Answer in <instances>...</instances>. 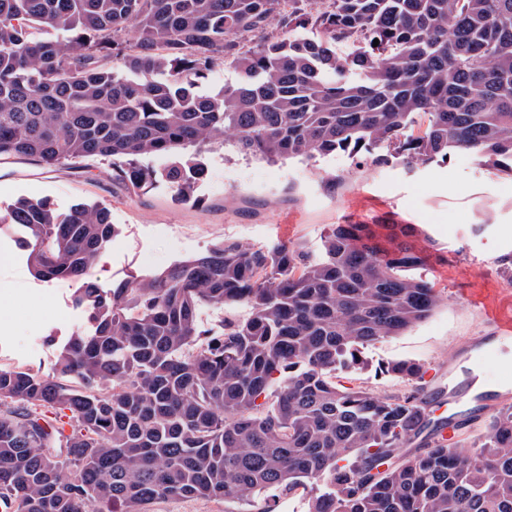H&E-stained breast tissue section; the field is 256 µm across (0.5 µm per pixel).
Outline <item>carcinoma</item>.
I'll list each match as a JSON object with an SVG mask.
<instances>
[{"label":"carcinoma","instance_id":"1","mask_svg":"<svg viewBox=\"0 0 512 512\" xmlns=\"http://www.w3.org/2000/svg\"><path fill=\"white\" fill-rule=\"evenodd\" d=\"M307 26L320 38L295 35ZM339 41L362 50L340 58ZM219 64L239 80L201 92ZM229 144L273 162L465 149L512 172V0H0V156L110 159L138 192L155 175L137 158L163 154L189 201L202 154ZM0 224L27 230L29 266L48 280H82L115 234L84 202L62 217L19 198ZM413 233L337 224L316 256L226 241L110 296L82 284L94 332L63 345L55 376L0 368V498L15 512L159 499L278 512L300 493L308 512H512L511 404L466 451L438 439L447 424H430L424 387L338 381L442 302L407 275L423 261ZM203 303L245 315L208 334ZM386 372L425 374L413 360ZM42 408L68 411L70 431Z\"/></svg>","mask_w":512,"mask_h":512}]
</instances>
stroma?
<instances>
[{
    "label": "stroma",
    "instance_id": "1",
    "mask_svg": "<svg viewBox=\"0 0 512 512\" xmlns=\"http://www.w3.org/2000/svg\"><path fill=\"white\" fill-rule=\"evenodd\" d=\"M196 203L177 200L165 178L168 157L145 155L156 180L133 193L98 158L46 167L0 158V211L17 198H49L58 212L78 200L110 212L116 234L84 275L102 292L154 275L224 241L293 243L319 254L335 224H415L426 261L414 276L434 282L443 300L427 320L366 349L367 369L343 382L380 394L413 391L415 382L380 372L393 360L424 365L429 387L449 381L480 343L497 333L490 309L512 304V284L497 265L512 251V175L465 151L427 165L378 160L376 152L339 151L312 162L269 163L216 148L203 157ZM23 227L0 230V368L55 372L68 337L92 330L75 302L77 282L37 278L20 242Z\"/></svg>",
    "mask_w": 512,
    "mask_h": 512
}]
</instances>
